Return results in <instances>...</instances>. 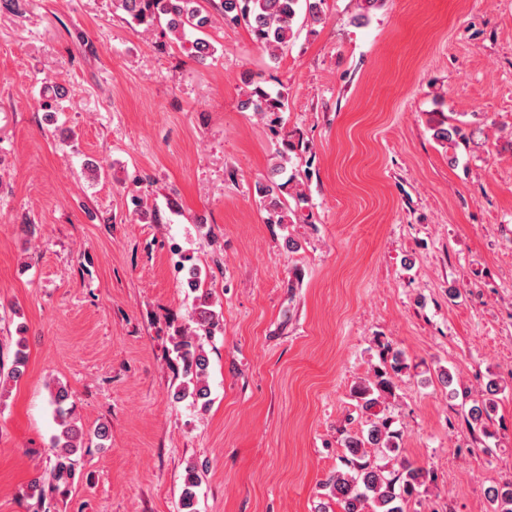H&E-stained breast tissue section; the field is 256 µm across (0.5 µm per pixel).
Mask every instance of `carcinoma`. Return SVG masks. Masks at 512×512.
Listing matches in <instances>:
<instances>
[{
    "label": "carcinoma",
    "mask_w": 512,
    "mask_h": 512,
    "mask_svg": "<svg viewBox=\"0 0 512 512\" xmlns=\"http://www.w3.org/2000/svg\"><path fill=\"white\" fill-rule=\"evenodd\" d=\"M212 6L208 11L199 0H115L116 8L124 11L131 22L147 30L158 28L160 36H172L180 41L187 34H199L190 42L192 56L203 62L211 57L214 49L207 39L205 30L221 18L231 22H244L255 41L268 51L270 57L278 59L288 51L296 32L294 23L298 16L311 25L324 21L321 5L324 0H207ZM248 86L241 107L261 116L275 114L285 109V96L268 92L261 81L250 76L244 77ZM434 137L453 149L458 141L465 139L462 127H433ZM293 178L279 183L274 179L258 185L263 209L268 214V223H288L290 204L284 197V188L292 184ZM190 286L196 293L195 304L189 316L190 324L174 331L172 338L175 360L181 363L183 381L177 387L173 398L177 401L187 398L192 403L207 402L206 378L209 359L201 339L210 337L220 325V315L212 309L210 292L205 288L196 267L189 269ZM28 362L27 345L24 338L15 343L11 367L6 378L17 381L25 373ZM407 368L400 352L392 355L390 369H377L372 378L353 389L361 409L374 420L366 433L347 434L343 446L348 455L342 457L343 468L331 475L326 482L329 497L336 502L340 512H365V505L372 506V512H406L410 501L420 497L422 488L433 478V472L426 466L415 465L400 459L399 468L392 469L384 463L386 459H399L402 451V433L396 427V419L389 412L390 400L395 397L393 375ZM499 391V384L487 383L490 397L475 400L464 411L473 429L485 436L490 435L488 422L494 409L491 396ZM50 404L58 431L49 441V448L55 455L54 479L62 481L71 475V457L82 448L85 432L78 425L70 403L69 390L57 385L49 391ZM199 475L192 465L186 468L184 485L179 499V512H198L196 488ZM492 512H512V483L489 491Z\"/></svg>",
    "instance_id": "obj_1"
}]
</instances>
